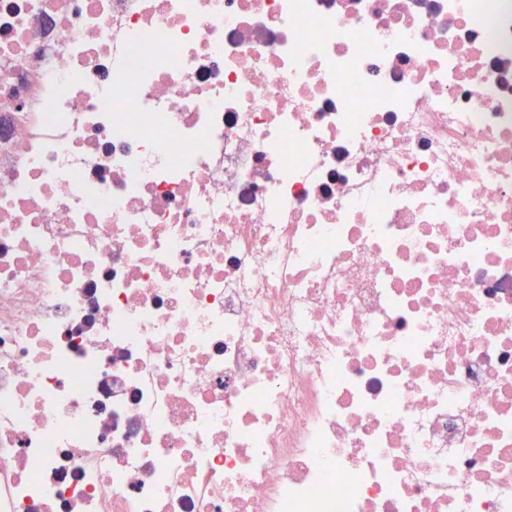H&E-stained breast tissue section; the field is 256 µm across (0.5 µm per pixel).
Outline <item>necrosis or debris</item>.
<instances>
[{"label": "necrosis or debris", "instance_id": "obj_1", "mask_svg": "<svg viewBox=\"0 0 512 512\" xmlns=\"http://www.w3.org/2000/svg\"><path fill=\"white\" fill-rule=\"evenodd\" d=\"M0 512H512V0H0Z\"/></svg>", "mask_w": 512, "mask_h": 512}]
</instances>
